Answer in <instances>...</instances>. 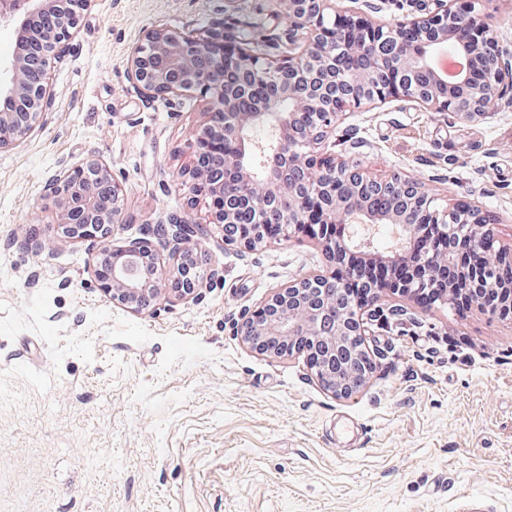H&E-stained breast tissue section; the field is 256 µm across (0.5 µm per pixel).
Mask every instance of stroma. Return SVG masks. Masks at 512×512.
<instances>
[{
	"label": "stroma",
	"instance_id": "obj_1",
	"mask_svg": "<svg viewBox=\"0 0 512 512\" xmlns=\"http://www.w3.org/2000/svg\"><path fill=\"white\" fill-rule=\"evenodd\" d=\"M292 24L283 0H90L52 106L0 149V512H512V319L389 292L368 392L323 390L298 355L268 358L231 322L326 270L310 239L225 244L177 172L204 104L148 100L127 59L148 28ZM321 152L487 215L512 252V94L473 120L409 99L350 109ZM96 158L123 191L114 242L172 211L207 234L195 296L132 313L99 289L98 251L64 238L44 186ZM38 238L46 250L24 248Z\"/></svg>",
	"mask_w": 512,
	"mask_h": 512
}]
</instances>
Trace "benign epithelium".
Listing matches in <instances>:
<instances>
[{"instance_id":"7a95c632","label":"benign epithelium","mask_w":512,"mask_h":512,"mask_svg":"<svg viewBox=\"0 0 512 512\" xmlns=\"http://www.w3.org/2000/svg\"><path fill=\"white\" fill-rule=\"evenodd\" d=\"M88 2L0 0V20L26 9L22 30L44 45L42 57L31 60L24 38H19L10 65L0 68V97L16 103L14 110L0 111V149L26 135L51 105L48 70L69 53L72 30ZM414 2V14L386 21L360 7L338 10L336 0H287L293 28L288 30L286 40L280 35L271 38L264 54L251 51L230 27L223 25L200 36L155 27L131 51L128 68L138 89L171 104L183 92H195L206 100L190 164L179 171V177L191 199L208 202L207 214L213 224L233 222L234 213L224 206L228 195L237 197L250 211L249 232L231 244L251 251L272 228L313 223L309 210V200L313 199L322 222L307 237L322 243L331 259L338 247L336 239L325 236L324 230L325 225L336 221V216H343L347 224H363L374 231L382 226L400 228L408 239L416 225L410 223L406 204L413 210H424L432 224L464 225L463 238L470 242L471 251L484 253L494 231L479 208H439L416 184L395 174L382 185L393 193L396 202L383 211L373 209L365 197L368 179L364 172L318 151L349 108L376 100L409 98L431 112H453L464 100L472 109L469 118L473 119L502 95L504 81L512 85V65H506L497 54L488 59L494 82L476 83L468 76L465 64L488 51L487 16L479 11V0L465 9L459 0ZM371 31L383 34L393 47L388 59L398 75L390 83L381 82L382 58L378 55L360 70L349 68L343 56V48L362 45ZM219 44L228 48L224 57L213 58V64L203 69L193 66L194 60L211 55L213 46ZM441 44L453 48L464 64L451 80L430 63L433 50ZM35 69L40 71V78L33 81L29 74ZM420 70L429 73L428 85L419 91L407 88L402 73ZM287 100L294 101L296 109L282 111ZM266 116L275 118L272 144L267 149L256 144L252 135ZM219 127L235 147L218 156L213 152L212 140ZM257 149L264 152V166L270 167L260 194L253 189L258 177L253 161ZM290 169H315L318 176L298 186L274 174ZM103 181L112 183L110 204L97 193V185ZM47 190L64 237L100 246L104 264L95 269V276L112 303L135 313L153 312L172 295L182 299L194 295L201 275L199 266L177 263L171 287L162 288L157 253L149 238L110 245L116 224L106 221L104 215L110 211L115 218L121 213L122 192L108 164H66L53 175ZM166 221L167 244L175 250L182 242L204 235L201 225L190 224L177 214L168 215ZM453 256L451 249L438 252L432 246L422 248L416 260L427 286H432L435 271L441 267L450 262L459 266ZM335 285L333 271L304 276L245 315L236 324V334L250 349L267 357H280L283 348L297 347V352L306 354L307 367L323 388L336 397L347 398L367 387L376 363L362 347L348 352L344 338L366 335L370 321L383 325L398 322L404 310L385 309L373 301L338 316L332 290ZM461 285L480 289L495 288L498 283L475 280L469 271L461 269L456 281L443 289V296L453 297Z\"/></svg>"}]
</instances>
